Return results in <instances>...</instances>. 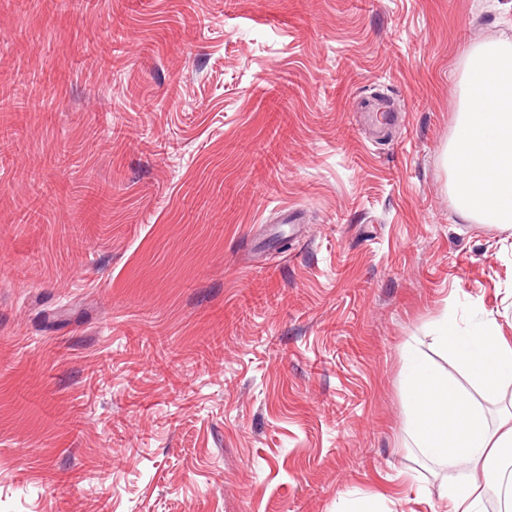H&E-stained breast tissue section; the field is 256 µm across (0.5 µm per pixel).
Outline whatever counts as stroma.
<instances>
[{
	"label": "stroma",
	"instance_id": "obj_1",
	"mask_svg": "<svg viewBox=\"0 0 512 512\" xmlns=\"http://www.w3.org/2000/svg\"><path fill=\"white\" fill-rule=\"evenodd\" d=\"M503 41L512 0H0V512H443L403 353L512 342L446 164Z\"/></svg>",
	"mask_w": 512,
	"mask_h": 512
}]
</instances>
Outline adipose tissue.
I'll use <instances>...</instances> for the list:
<instances>
[{"label":"adipose tissue","mask_w":512,"mask_h":512,"mask_svg":"<svg viewBox=\"0 0 512 512\" xmlns=\"http://www.w3.org/2000/svg\"><path fill=\"white\" fill-rule=\"evenodd\" d=\"M472 93L461 108L448 146V165L460 172L456 203L481 224L512 223V45L490 43L468 56ZM428 336L451 352L459 370L451 375L427 361L417 347L404 358L410 435L435 462L458 469L444 495L447 512H485L489 492L504 493L512 506V471L494 466L496 452L512 447V411L490 426L484 405L500 400L512 384V343L491 315L465 322L445 316ZM467 379L475 397L463 394Z\"/></svg>","instance_id":"ef3b65f1"}]
</instances>
